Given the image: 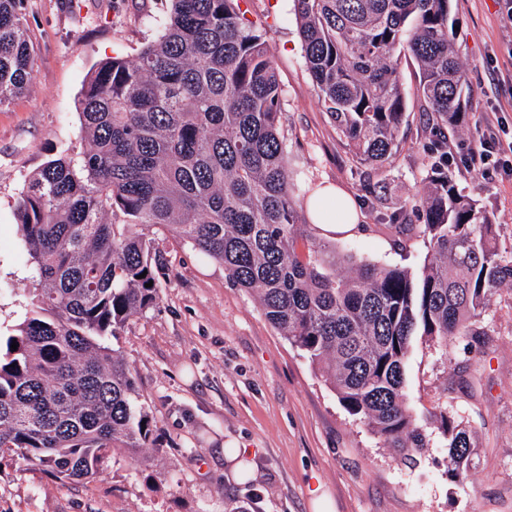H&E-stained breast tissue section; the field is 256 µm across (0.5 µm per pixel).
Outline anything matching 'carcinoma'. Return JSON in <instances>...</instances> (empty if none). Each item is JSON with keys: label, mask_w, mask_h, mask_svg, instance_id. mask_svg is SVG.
<instances>
[{"label": "carcinoma", "mask_w": 512, "mask_h": 512, "mask_svg": "<svg viewBox=\"0 0 512 512\" xmlns=\"http://www.w3.org/2000/svg\"><path fill=\"white\" fill-rule=\"evenodd\" d=\"M170 2L136 59L107 58L88 79L85 149L48 161L20 193L34 286L23 319L0 333V458L89 480L110 453L137 462L155 442L157 425L111 339L158 304L167 259L156 230L222 263L387 447H427L404 397L413 340L446 349L480 335L493 296L512 288V246L448 172V126L469 94L451 0H292L307 70L360 165L393 157L406 111L401 54L417 64L432 158L417 270L305 234L266 34L242 0ZM20 3L0 0V106L34 73ZM439 422L448 473L462 480L469 432L446 408Z\"/></svg>", "instance_id": "cac0c4a2"}]
</instances>
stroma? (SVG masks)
<instances>
[{"instance_id":"1","label":"stroma","mask_w":512,"mask_h":512,"mask_svg":"<svg viewBox=\"0 0 512 512\" xmlns=\"http://www.w3.org/2000/svg\"><path fill=\"white\" fill-rule=\"evenodd\" d=\"M454 47L471 89L449 151H466L477 126L492 121L512 136V29L502 0H451ZM169 0H23L33 78L0 107V327L19 322L30 268L20 248L17 201L29 177L85 140L79 100L95 66L135 56L157 30L149 17ZM266 33L283 86L288 155L304 171L301 199L330 183L351 194L360 217L353 233L307 231L342 251L384 265L418 268L426 254L417 189L425 175L426 115L418 70L402 59L407 110L391 162L372 171L379 198L314 89L291 0H243ZM458 188L484 207L512 243V154H493L488 173L451 163ZM406 208L409 231L383 218ZM155 245L169 261L157 306L131 321L113 346L129 362L140 401L158 428L155 447L135 465L116 452L93 479L54 482L39 470L0 467V512H313V490L334 512H512V288L500 289L482 336L441 349L416 341L405 394L427 448L406 455L386 447L339 403L318 370L266 320L256 297L232 286L221 263L169 232ZM472 434L469 476L448 474L437 421L441 407ZM255 454L257 475L239 481L224 456L232 445Z\"/></svg>"}]
</instances>
